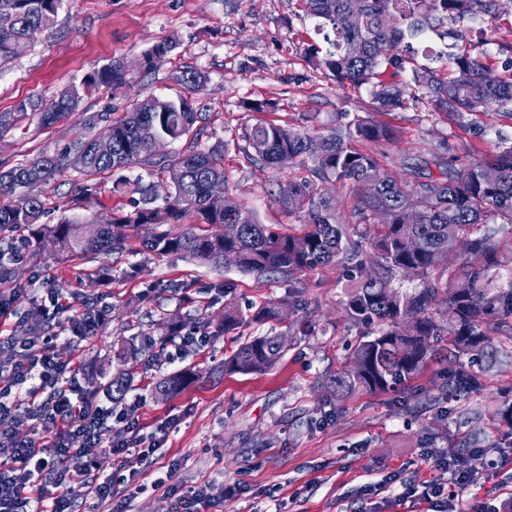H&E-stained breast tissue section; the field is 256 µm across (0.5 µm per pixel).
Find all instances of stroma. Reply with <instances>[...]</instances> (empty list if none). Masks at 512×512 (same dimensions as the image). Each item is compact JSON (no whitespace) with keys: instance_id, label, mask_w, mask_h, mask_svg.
Returning <instances> with one entry per match:
<instances>
[{"instance_id":"35a3bbf8","label":"stroma","mask_w":512,"mask_h":512,"mask_svg":"<svg viewBox=\"0 0 512 512\" xmlns=\"http://www.w3.org/2000/svg\"><path fill=\"white\" fill-rule=\"evenodd\" d=\"M466 47L492 67L504 69L512 54V17L467 23ZM174 41L165 62L140 70L136 61L153 45ZM325 47L324 34L307 15L303 0H63L54 25L26 48L0 63V112L30 96L52 99L67 85L112 61L133 65L129 84L98 86L83 94L75 112L44 127L26 120L0 139V170L42 154L56 153L87 135L89 116L122 114L149 97H171L174 75L186 69L206 75L196 97L207 116L203 146H224L227 193L264 224L297 225L279 201V188L305 177L295 167L272 171L248 163L241 132L254 124L255 103H270V118L294 129L324 132L336 115H372L400 132L398 141L373 146L378 156L411 162L442 157L462 167L490 152L499 139L512 141V116L490 114L478 124H456L438 116L426 101L406 97L403 106L379 108L368 86L337 81L308 65V46ZM152 180L132 167L85 180L70 170L39 192L46 202L44 223L61 217L83 222L130 211L139 202L137 184ZM110 277L92 283L96 259L54 255L22 257L16 266L25 298L0 324V336L24 341L31 336L46 284L60 288L80 311L85 304L105 308L96 335L60 338L55 355L77 366L80 393L104 401L120 352L133 335L146 334L160 347L149 362L133 369L132 394L143 434L166 418L175 424L162 442L161 462L174 468L182 489L204 490L201 512H434L423 497L426 482L439 478L433 456L452 458L471 433L479 444L464 455L470 481L452 487L449 506L468 512H512V436L490 418L501 397H512V360L473 364L472 391L444 394L440 363L433 362L408 386L389 393L356 392L327 403L320 386L326 372L340 368L358 330L341 309L346 272L328 266L307 275L304 296L316 320L314 335H289L278 364L259 374L221 373L225 357L269 325H249L218 333L225 302L239 308L285 295L275 280H257L237 269H218L177 255L141 251L113 257ZM201 313L212 339L204 350L175 356L163 343L164 324ZM186 371L184 391L162 399L154 391L164 375ZM240 492L226 497L227 485ZM117 512H169L164 489L139 491L128 483L114 497Z\"/></svg>"}]
</instances>
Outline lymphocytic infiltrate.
<instances>
[{"label":"lymphocytic infiltrate","mask_w":512,"mask_h":512,"mask_svg":"<svg viewBox=\"0 0 512 512\" xmlns=\"http://www.w3.org/2000/svg\"><path fill=\"white\" fill-rule=\"evenodd\" d=\"M57 339L43 331L21 344L9 336L0 339V373L11 376L10 386L0 389V512H74L77 485L90 486L98 503H111V480H87L99 452L109 451L129 480H136L157 464L160 437L172 426L162 421L156 435L146 438L139 401L116 411L77 396L73 366L55 357ZM20 386L28 401L12 398ZM107 425L112 438L105 445L100 432ZM22 427L30 437L19 438Z\"/></svg>","instance_id":"1"}]
</instances>
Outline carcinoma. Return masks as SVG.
I'll return each mask as SVG.
<instances>
[{
    "instance_id": "carcinoma-1",
    "label": "carcinoma",
    "mask_w": 512,
    "mask_h": 512,
    "mask_svg": "<svg viewBox=\"0 0 512 512\" xmlns=\"http://www.w3.org/2000/svg\"><path fill=\"white\" fill-rule=\"evenodd\" d=\"M317 27L334 34L331 49H307L308 61L325 68L339 81L372 88L382 108L393 107L409 92L429 100L448 120L463 122L492 112L512 116V67L495 72L489 64L463 46L459 24L512 16V0H304ZM62 0H0V17L14 16L9 28L0 27V60L14 56L13 45L31 42L54 24ZM446 27L441 32L439 28ZM448 39L439 51L420 62L404 55L412 42L430 32ZM173 42L152 46L143 54L144 68L165 61ZM448 65V76L432 67ZM410 69L405 83L387 80L386 73ZM127 82L126 63L114 62L89 74L83 88ZM182 89L177 98H151L144 111L135 107L112 119V151L98 152L94 136L77 139L65 151L43 155L0 171V233L28 231L25 244L31 253H63L68 257L102 260L99 276L110 270L108 260L130 250L137 238L143 250L181 255L212 267H237L257 278H275L288 286V294L243 312L224 309L223 332L247 323L276 322L313 334L312 313L303 298L301 276L330 264L342 266L352 278L342 302L351 326L377 324L363 333L341 369L324 378L330 397L343 398L355 391L386 393L417 378L437 359L459 363L467 355L474 360L497 361L512 356L493 342V337L512 328V276L499 278L501 266L498 229L488 221L512 229V141L503 140L490 155H480L462 168L434 161L439 175L425 173L403 160L399 171L382 168L365 146L395 138L393 127L371 117L354 116L336 123L328 133L314 136L270 121L243 129L246 158L272 170L305 166L311 177L290 181L280 190L288 213L296 215L305 230L291 234L281 224H262L255 214L235 199L224 196L223 207L210 200L209 187L227 183L224 147L204 148L199 126L202 113L193 96L204 89L206 77L183 70L175 79ZM80 91L67 87L51 101L28 97L12 110L0 112V137L23 120L35 116L49 126L76 111ZM184 142L181 151L156 158L154 141ZM76 167L92 178L104 172L140 167L152 174L171 167L182 178L164 187L137 186L141 204L112 216L88 237L84 226L69 220L43 224L45 202L35 188L55 175ZM351 186L355 198L351 220L336 212L332 198L322 190L329 181ZM165 189L166 207L153 206ZM198 223L182 231L167 228L186 215ZM236 224L233 237L212 234L203 225ZM462 243L480 263L463 259L452 267L439 261L448 247ZM20 255L11 245L0 248V283L15 277ZM405 277L412 288L397 283ZM280 334L267 333L242 342L224 359V372L262 373L275 366L284 349ZM183 373L160 379L155 390L171 398L185 384ZM132 379L126 370L112 376V399L123 400ZM471 388V377L460 369L447 370L443 389L462 392ZM493 417L512 431V400H500Z\"/></svg>"
}]
</instances>
